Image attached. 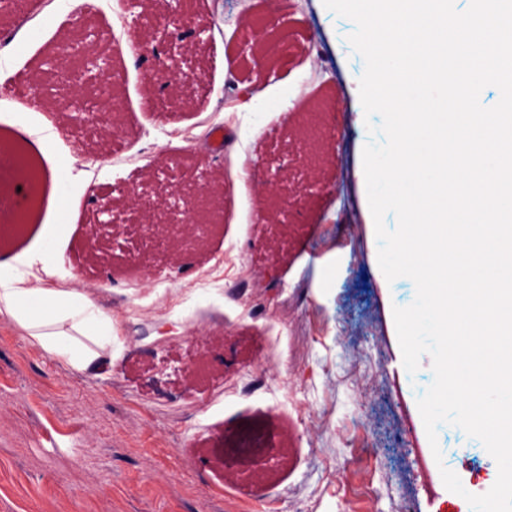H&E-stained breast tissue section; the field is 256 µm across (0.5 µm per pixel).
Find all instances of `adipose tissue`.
<instances>
[{
    "label": "adipose tissue",
    "mask_w": 512,
    "mask_h": 512,
    "mask_svg": "<svg viewBox=\"0 0 512 512\" xmlns=\"http://www.w3.org/2000/svg\"><path fill=\"white\" fill-rule=\"evenodd\" d=\"M37 181L49 183V195L28 199L21 210L23 216L33 218L45 204L58 213L69 211L67 164L56 163ZM37 259L43 270L39 277L21 268L16 257L0 260V319L23 328L47 354L78 372L94 376L111 373L116 321L93 293L49 283L55 259L51 243H43Z\"/></svg>",
    "instance_id": "adipose-tissue-1"
}]
</instances>
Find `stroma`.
Segmentation results:
<instances>
[{"mask_svg":"<svg viewBox=\"0 0 512 512\" xmlns=\"http://www.w3.org/2000/svg\"><path fill=\"white\" fill-rule=\"evenodd\" d=\"M196 5L208 42L193 53L175 34L160 42L191 75L177 96L147 93L144 70L112 47L117 11L154 32L149 2L97 0L86 11L75 0H32L31 19L0 50L14 74L11 94L34 77L49 97L48 111L20 112L0 93V138L16 125L49 135L51 155L74 174L71 221L35 222L5 250L51 241L63 258L57 277L80 270L120 324L111 375L91 377L0 319V512H470L421 464L412 391L425 389L427 373L407 386L375 274L349 118L361 68L349 22L321 0H240L235 24L224 0ZM73 37L85 54L69 91L42 60ZM257 41L281 45L275 65L254 56ZM100 44L122 74L125 125L112 140L63 115L73 95L98 110V81L85 67ZM213 123L223 128L218 147ZM230 165L249 171L251 186L228 185L205 252L171 260L166 240L145 237L144 210L158 224L190 223L159 199L192 195L211 169ZM279 168L288 171L278 191L285 203L272 215L266 176ZM318 178L341 195L318 193ZM122 186L135 189L136 203L120 197ZM107 202L120 227L113 238L96 225ZM243 297L297 327L298 366L267 361L277 331L264 318H241ZM159 318L183 330L202 320L210 330L164 340ZM228 319L235 326L226 332ZM259 373L265 389L249 390ZM310 412L328 429L306 428ZM257 431L269 448L287 447V466L261 486L227 480L219 440ZM440 443L468 487L497 476L486 449L452 431Z\"/></svg>","mask_w":512,"mask_h":512,"instance_id":"obj_1","label":"stroma"}]
</instances>
